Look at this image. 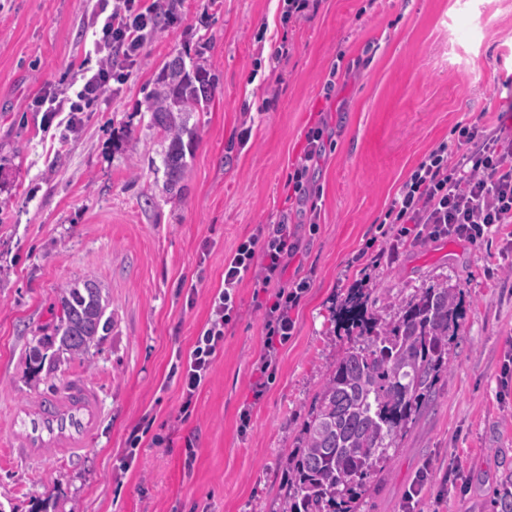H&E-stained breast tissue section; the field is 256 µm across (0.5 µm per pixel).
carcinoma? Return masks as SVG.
<instances>
[{
  "label": "carcinoma",
  "instance_id": "1",
  "mask_svg": "<svg viewBox=\"0 0 512 512\" xmlns=\"http://www.w3.org/2000/svg\"><path fill=\"white\" fill-rule=\"evenodd\" d=\"M216 78L205 66L174 56L156 78L147 111L150 126L167 143L163 164L170 188L187 167L193 132L190 114L211 101ZM371 290L352 288L335 313L355 333V345L330 368L317 392L297 453L288 463L290 485L282 512H358L374 474L389 451L416 424L448 369V343L461 319L460 287L446 282L398 301L391 319L368 307ZM60 315L52 333L35 339L30 362L52 366L88 358L108 329L109 300L95 279L60 289ZM54 349L52 356L46 351ZM499 512H512V473L496 497Z\"/></svg>",
  "mask_w": 512,
  "mask_h": 512
}]
</instances>
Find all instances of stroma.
I'll use <instances>...</instances> for the list:
<instances>
[{
  "mask_svg": "<svg viewBox=\"0 0 512 512\" xmlns=\"http://www.w3.org/2000/svg\"><path fill=\"white\" fill-rule=\"evenodd\" d=\"M84 13V0H0V512H280L312 399L353 343L333 320L348 290L373 289L392 315L398 299L445 281L459 285L463 309L448 372L359 512H402L423 472L417 512H496L512 470V224L477 246L416 243L385 214L431 150L457 148V126L499 128L512 103V0H319L290 24L280 0H179L177 22L161 24L127 81L64 141L59 128L43 131L34 100L71 83ZM180 52L217 83L189 121L177 195L146 97ZM335 67L344 76L330 90ZM322 120L330 139L312 227L288 176ZM281 221L300 239L284 278L309 286L263 396L252 398L264 312L248 276L211 378L180 419L176 352L206 322L225 259ZM86 277L107 292L111 329L88 360L33 374L26 355L57 321L59 288ZM71 377L100 390L91 446L66 462L12 459L11 407Z\"/></svg>",
  "mask_w": 512,
  "mask_h": 512,
  "instance_id": "obj_1",
  "label": "stroma"
}]
</instances>
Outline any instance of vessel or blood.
Masks as SVG:
<instances>
[{
    "label": "vessel or blood",
    "mask_w": 512,
    "mask_h": 512,
    "mask_svg": "<svg viewBox=\"0 0 512 512\" xmlns=\"http://www.w3.org/2000/svg\"><path fill=\"white\" fill-rule=\"evenodd\" d=\"M102 420L98 389L75 377L34 403L15 406L9 422L10 445L18 457L29 461L72 458L91 444Z\"/></svg>",
    "instance_id": "b4317fda"
}]
</instances>
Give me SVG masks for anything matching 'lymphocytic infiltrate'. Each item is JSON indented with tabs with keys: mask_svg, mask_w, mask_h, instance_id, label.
<instances>
[{
	"mask_svg": "<svg viewBox=\"0 0 512 512\" xmlns=\"http://www.w3.org/2000/svg\"><path fill=\"white\" fill-rule=\"evenodd\" d=\"M91 52L97 67L81 63L80 87L74 96H41L34 105L42 114L43 128L61 120L65 131H77L80 114L109 88L124 83L137 64L159 17L176 21L173 0H87ZM325 130L315 126L305 135V147L288 184L295 196L310 202L311 173L325 153ZM458 136L470 149L455 155L447 144L433 149L413 170L387 212L398 224L401 236L444 237L481 244L499 225L512 224V132H486L479 126H461ZM297 251L294 234L287 224L271 232H256L241 242L224 262V285L214 293L210 313L187 354H180L171 368L181 389L179 412L190 415L199 390L208 382L215 359L224 348V328L237 312L238 289L249 272H256V285L267 291L265 331L267 352L261 371L274 362L276 348L291 336L292 311L298 306L308 283H284L287 262Z\"/></svg>",
	"mask_w": 512,
	"mask_h": 512,
	"instance_id": "1",
	"label": "lymphocytic infiltrate"
}]
</instances>
